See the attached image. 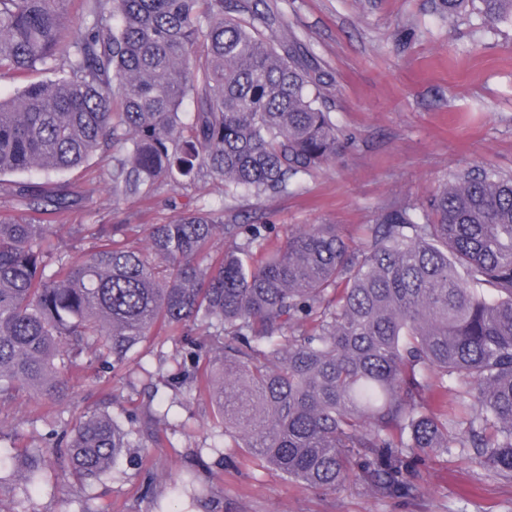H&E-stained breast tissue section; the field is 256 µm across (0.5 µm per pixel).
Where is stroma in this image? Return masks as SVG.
I'll return each instance as SVG.
<instances>
[{"instance_id": "obj_1", "label": "stroma", "mask_w": 512, "mask_h": 512, "mask_svg": "<svg viewBox=\"0 0 512 512\" xmlns=\"http://www.w3.org/2000/svg\"><path fill=\"white\" fill-rule=\"evenodd\" d=\"M309 47L328 76L326 94L342 148L322 170L287 192L255 198L203 179L185 189L161 182L144 199H116L110 188L111 156L99 153L80 168L54 174L0 177V217L21 215L17 186L39 184L77 192L92 187L68 217L72 224H176L199 204L223 207L228 224H277L305 229L333 224L353 243L363 242L383 210L408 206L423 216L428 200L463 169H492L512 176V21L481 34L482 17L470 10L448 20L433 0H268ZM135 363L101 382L96 366L81 362L68 375L71 397L61 405L71 420L112 393L125 409H143L146 386L173 401V426L144 433L140 443L154 469L125 455L116 470L89 489L46 485L28 512H153L141 495L146 478L165 490L167 474L198 464L211 480L208 512H512V478L494 475L453 450L431 455L421 468L419 491L408 498L375 497L361 481L333 490L288 479L256 466L246 449L227 461L211 452L216 429L208 398L185 397L170 386L179 358L166 330L140 344ZM11 452L46 433L24 400L6 407Z\"/></svg>"}]
</instances>
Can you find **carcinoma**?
I'll use <instances>...</instances> for the list:
<instances>
[{
	"mask_svg": "<svg viewBox=\"0 0 512 512\" xmlns=\"http://www.w3.org/2000/svg\"><path fill=\"white\" fill-rule=\"evenodd\" d=\"M488 28L512 0H434L454 18L474 2ZM0 0V77L38 70L0 97V175L81 166L112 150V196L204 176L255 197L285 192L336 156L326 74L262 0ZM190 100L194 112H182ZM30 217L0 218V405L69 395L65 364L91 356L107 374L132 361L158 323L181 357L175 383L205 392L224 447L311 487L362 478L379 498L412 496V464L469 448L512 476V178L461 170L428 220L381 213L355 248L334 224L272 232L226 224L211 208L153 224H79L100 241L82 259L52 242L51 219L79 195L16 190ZM219 234L232 243L212 255ZM222 369L210 366L211 355ZM450 407L429 410L436 387ZM103 402L51 428L82 496L140 447L138 414ZM48 482L40 446L0 454V487L29 500ZM166 482L194 504L211 489L191 470Z\"/></svg>",
	"mask_w": 512,
	"mask_h": 512,
	"instance_id": "cac0c4a2",
	"label": "carcinoma"
}]
</instances>
